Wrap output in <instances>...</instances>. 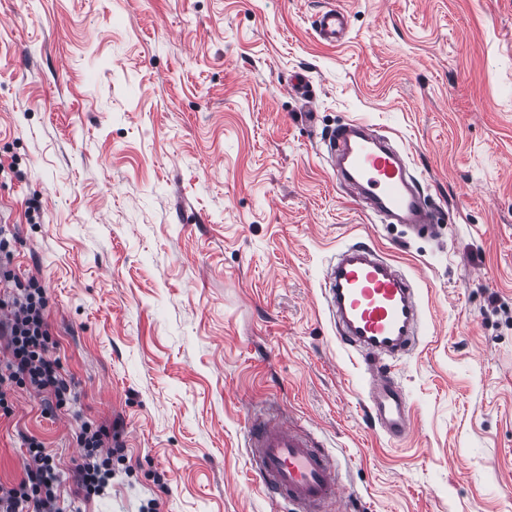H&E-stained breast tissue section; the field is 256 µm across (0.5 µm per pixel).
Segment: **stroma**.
I'll return each mask as SVG.
<instances>
[{
    "mask_svg": "<svg viewBox=\"0 0 512 512\" xmlns=\"http://www.w3.org/2000/svg\"><path fill=\"white\" fill-rule=\"evenodd\" d=\"M330 6L337 46L314 31ZM353 118L408 152L437 237L337 185L322 139ZM0 228L79 398L11 387L0 485L30 436L70 473L88 418L123 456L61 507L290 512L251 468L262 410L338 458V512H512V0H0ZM356 241L425 309L401 441L323 306ZM315 30L320 40L329 45H336L347 34V17L335 7L328 8L318 15Z\"/></svg>",
    "mask_w": 512,
    "mask_h": 512,
    "instance_id": "35a3bbf8",
    "label": "stroma"
}]
</instances>
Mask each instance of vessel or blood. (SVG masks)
<instances>
[{"label":"vessel or blood","instance_id":"1","mask_svg":"<svg viewBox=\"0 0 512 512\" xmlns=\"http://www.w3.org/2000/svg\"><path fill=\"white\" fill-rule=\"evenodd\" d=\"M315 30L327 44L339 43L347 34V17L326 9ZM323 145L337 183L354 187L358 202L380 222L434 231L408 156L391 138L352 120L331 130ZM321 295L337 339L367 367L374 420L390 438H404L413 421L395 367L413 352L423 331L418 290L375 247L357 242L330 259ZM247 446L253 471L269 493L287 500L296 512H334L344 491L339 464L309 433L256 412L248 420Z\"/></svg>","mask_w":512,"mask_h":512}]
</instances>
